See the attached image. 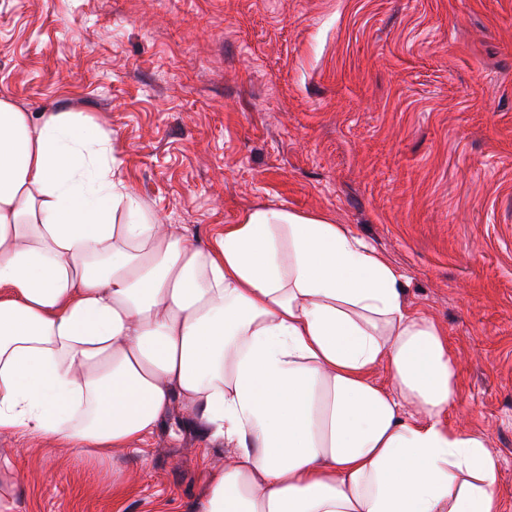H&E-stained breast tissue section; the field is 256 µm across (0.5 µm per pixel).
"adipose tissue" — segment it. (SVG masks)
<instances>
[{"label":"adipose tissue","instance_id":"ef3b65f1","mask_svg":"<svg viewBox=\"0 0 512 512\" xmlns=\"http://www.w3.org/2000/svg\"><path fill=\"white\" fill-rule=\"evenodd\" d=\"M399 280L285 208L199 246L118 178L109 132L0 98V433L103 465L177 400L229 451L198 512H501L498 458L448 420V340Z\"/></svg>","mask_w":512,"mask_h":512}]
</instances>
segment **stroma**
<instances>
[{
	"label": "stroma",
	"mask_w": 512,
	"mask_h": 512,
	"mask_svg": "<svg viewBox=\"0 0 512 512\" xmlns=\"http://www.w3.org/2000/svg\"><path fill=\"white\" fill-rule=\"evenodd\" d=\"M0 97L111 132L130 191L200 244L275 207L373 246L445 333L449 417L512 512V0H0ZM224 454L178 402L100 469L0 434L13 512H196Z\"/></svg>",
	"instance_id": "35a3bbf8"
}]
</instances>
